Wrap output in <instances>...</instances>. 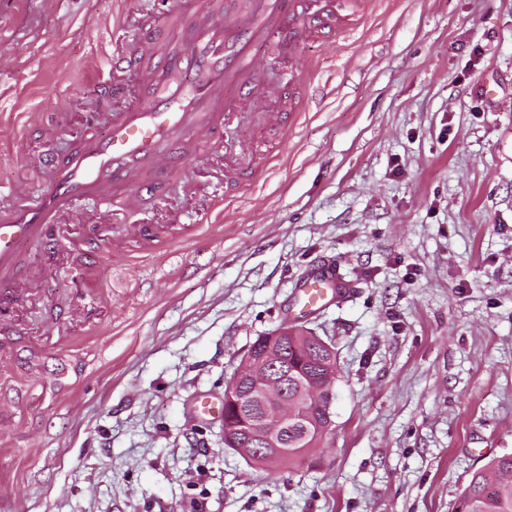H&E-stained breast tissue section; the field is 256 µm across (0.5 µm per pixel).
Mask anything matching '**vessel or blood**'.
Here are the masks:
<instances>
[{
	"mask_svg": "<svg viewBox=\"0 0 512 512\" xmlns=\"http://www.w3.org/2000/svg\"><path fill=\"white\" fill-rule=\"evenodd\" d=\"M349 20L336 0H205L190 18L171 10L152 19L137 49L114 44L106 57L108 77L97 89L114 103L107 130L88 126L68 152L43 156L40 164L51 179L40 189L20 181L0 191V305L10 304L26 281L27 248L54 252L55 227L71 214L88 224L107 211L130 219L146 200L180 184L196 201L194 230L214 223L219 199L187 169L200 152L219 155L241 109L275 95L258 79L259 48L274 47L294 66L297 45ZM181 27L184 41H168L167 29ZM132 67L139 75L136 104L128 102L120 80ZM132 233L145 235L153 252L173 227L137 226ZM345 288L333 266L318 267L300 285L303 307L314 310Z\"/></svg>",
	"mask_w": 512,
	"mask_h": 512,
	"instance_id": "b4317fda",
	"label": "vessel or blood"
}]
</instances>
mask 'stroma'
Segmentation results:
<instances>
[{"label":"stroma","mask_w":512,"mask_h":512,"mask_svg":"<svg viewBox=\"0 0 512 512\" xmlns=\"http://www.w3.org/2000/svg\"><path fill=\"white\" fill-rule=\"evenodd\" d=\"M141 20L0 0V184L73 145ZM301 60L287 126L229 133L272 162L223 223L116 261L114 225H62L98 278L45 263L0 320V512H452L512 452V0H366ZM327 263L350 291L298 318ZM287 320L334 344L333 426L313 468L266 473L197 408Z\"/></svg>","instance_id":"obj_1"}]
</instances>
